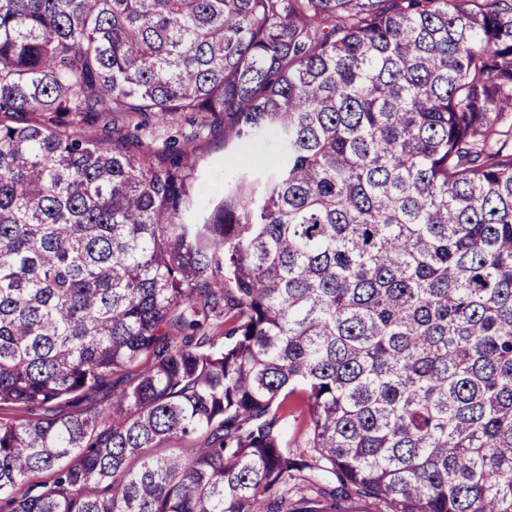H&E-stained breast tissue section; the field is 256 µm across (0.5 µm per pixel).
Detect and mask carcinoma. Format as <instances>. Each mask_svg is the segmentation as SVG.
<instances>
[{"label":"carcinoma","instance_id":"cac0c4a2","mask_svg":"<svg viewBox=\"0 0 512 512\" xmlns=\"http://www.w3.org/2000/svg\"><path fill=\"white\" fill-rule=\"evenodd\" d=\"M3 405L0 512H512V0H0ZM224 127L217 126L208 136L193 144V156L197 160L198 173L203 178L204 185L210 193L201 207H207L212 198H218L224 192ZM139 370L132 368L121 374H114L102 387L82 393L79 408L90 410L105 407L112 400V389L120 390L127 387Z\"/></svg>","mask_w":512,"mask_h":512}]
</instances>
